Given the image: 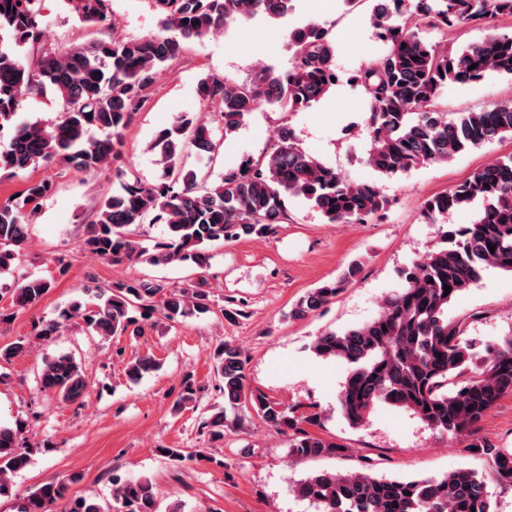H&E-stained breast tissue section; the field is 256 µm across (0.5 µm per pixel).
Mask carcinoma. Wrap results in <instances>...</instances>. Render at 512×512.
I'll list each match as a JSON object with an SVG mask.
<instances>
[{"label":"carcinoma","mask_w":512,"mask_h":512,"mask_svg":"<svg viewBox=\"0 0 512 512\" xmlns=\"http://www.w3.org/2000/svg\"><path fill=\"white\" fill-rule=\"evenodd\" d=\"M37 0H0V131L12 127L0 164L25 171L52 162L85 173L110 165L123 131L146 101L155 72L176 57L183 45L201 41L229 24L257 14L282 18L292 0H154L160 33L141 39H97L66 49L45 50L29 61L19 49L42 39ZM111 0H68L86 24L107 20ZM410 18L400 22L403 0H375L374 26L388 45L354 77L366 100V129L371 147L366 162L396 175L434 163H448L461 153L495 139L512 137V101L490 111L449 113L440 108L442 90L450 84L478 81L488 73L512 76V37L489 34L453 51L442 42H427L417 23L440 30L466 27L498 16H512V0H408ZM290 66L275 74L260 71L249 83L229 84L208 75L199 96L218 106L211 119L180 116L158 132L150 145L160 176L153 183H120L100 203L96 219L86 225L80 247L112 263L141 262L153 267L189 264L210 267L209 247L241 237L267 238L288 219L285 200L297 198L318 210L329 224L363 223L386 209L387 198L372 183H355L304 150L288 123L261 159H243L218 183H209L180 164L194 150L202 161L217 149L214 124L228 136L256 110L301 112L336 86V39L316 23L288 32ZM476 68H471V65ZM50 87L61 105L58 118L45 124L19 120L28 95ZM49 177L28 182L18 195L0 204V270L11 267L27 239L26 206L49 195ZM479 204L469 224L450 228L443 246L402 271V288L390 294L377 316L346 330L322 332L312 343L324 359L343 362L347 375L338 399L343 417L362 424L379 405L412 413L428 428L448 436H467L505 394L512 393V337L487 343L484 352L448 319V306L498 269L512 274V155L474 171L455 187L433 196L423 216L431 224L451 210ZM166 225V237L152 247L136 240L145 217ZM494 251H489V247ZM355 259L341 276L305 292L289 312L304 318L327 304L361 272ZM451 287L445 292V287ZM53 288V280L29 274L11 292L12 305L28 308ZM217 303L199 279L171 288L156 278L97 288L88 300L65 304L55 319L34 325L37 340H49L74 325L89 335L140 337L144 325L162 319L207 314ZM219 307V306H217ZM229 320L244 311L219 307ZM213 370L224 403L202 422L214 438L224 429L244 425L255 414L268 425L291 432L288 456L306 463L334 456L341 447L299 427L288 408L246 388L241 350L229 341L214 347ZM160 368L150 355L132 357L127 379L140 382ZM466 382L458 385L457 378ZM41 390L65 403H78L91 382L80 364L64 352L46 360ZM20 424H0V497L15 493L12 477L30 462L20 445ZM483 458L489 472L458 469L437 477L399 479L366 472H314L298 480L294 494L316 502L322 512H491L486 479L512 487V449L476 439L468 448ZM80 476L44 483L18 495V512H106L92 496H74L70 485ZM114 512H159L154 484L148 477L112 476Z\"/></svg>","instance_id":"obj_1"}]
</instances>
